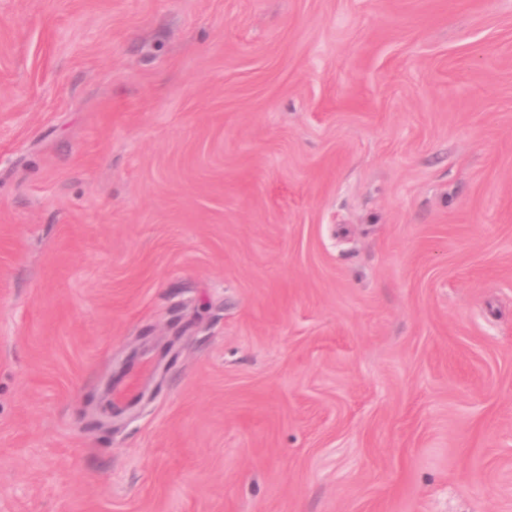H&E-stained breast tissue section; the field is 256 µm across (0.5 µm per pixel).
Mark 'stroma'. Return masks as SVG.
I'll return each mask as SVG.
<instances>
[{
  "label": "stroma",
  "mask_w": 512,
  "mask_h": 512,
  "mask_svg": "<svg viewBox=\"0 0 512 512\" xmlns=\"http://www.w3.org/2000/svg\"><path fill=\"white\" fill-rule=\"evenodd\" d=\"M0 512H512V0H0Z\"/></svg>",
  "instance_id": "35a3bbf8"
}]
</instances>
